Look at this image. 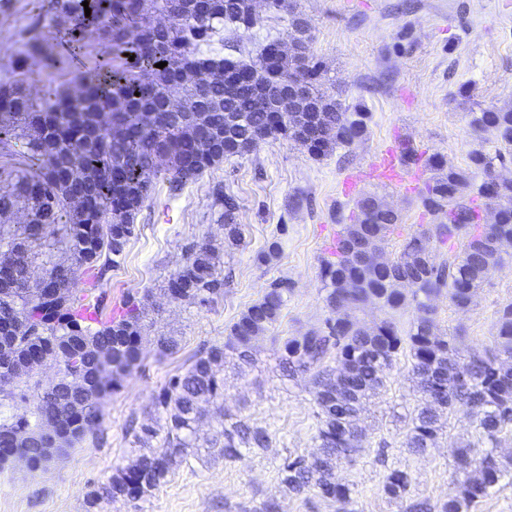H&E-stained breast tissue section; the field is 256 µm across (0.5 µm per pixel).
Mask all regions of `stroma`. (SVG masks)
I'll use <instances>...</instances> for the list:
<instances>
[{"label": "stroma", "instance_id": "35a3bbf8", "mask_svg": "<svg viewBox=\"0 0 512 512\" xmlns=\"http://www.w3.org/2000/svg\"><path fill=\"white\" fill-rule=\"evenodd\" d=\"M291 2L309 23V48L323 65L324 90L347 111L370 113L366 137L320 158L295 142L271 138L253 153L212 168L177 196L157 185L137 217L125 260L103 283V316H119L126 294L148 293L146 336L174 337L179 351L149 355L146 367L127 376L119 393L102 398L103 423L46 469L1 468L0 512H254L269 497L281 500L283 512H334L332 504L290 494L278 482L286 457L315 453L316 419L309 378L281 377L273 343L304 334L328 314L320 267L331 256L340 219L355 205L356 195L343 191L346 178L360 176L356 194L376 195L400 213L386 258L394 257L401 236L430 223L418 198L425 173L397 185L367 171L387 146L402 140L450 165L466 164L476 145L471 111L512 104V0ZM287 35V13L266 10L259 25L240 31L238 41L251 57L267 41ZM218 183L239 203L235 221L243 229L242 242L224 237L221 208L212 196ZM296 196L303 198L302 207H291ZM193 242L213 248L222 271L232 274L223 297L206 306L174 300L166 291ZM273 246L277 257L262 262ZM507 252V263L483 284L469 310H456L444 296L434 299L442 333L463 331L476 348L493 341L496 311L512 300V246ZM277 279L287 280L291 290L279 321L255 342L257 363L242 366L229 358L218 369L225 411L267 428L269 446L225 460L214 444L221 419L209 414L196 425L193 448L154 498L136 509L107 499L90 505L94 486L132 456L126 420L134 416L162 427L154 405L160 389L183 373L204 345L223 342ZM417 400L410 364L400 360L365 415V451L339 472L354 490L356 512H402L382 491L386 471L395 466L412 474L413 495L436 503L454 492L450 450L474 439V420L459 409L435 448L412 453L404 438Z\"/></svg>", "mask_w": 512, "mask_h": 512}]
</instances>
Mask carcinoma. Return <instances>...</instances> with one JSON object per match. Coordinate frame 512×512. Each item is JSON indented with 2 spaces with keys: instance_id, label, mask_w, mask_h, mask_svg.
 I'll return each mask as SVG.
<instances>
[{
  "instance_id": "obj_1",
  "label": "carcinoma",
  "mask_w": 512,
  "mask_h": 512,
  "mask_svg": "<svg viewBox=\"0 0 512 512\" xmlns=\"http://www.w3.org/2000/svg\"><path fill=\"white\" fill-rule=\"evenodd\" d=\"M88 2L85 16L82 2ZM172 21L156 31L141 0H30L32 21L17 34L9 49L10 71L0 79V150L24 159L28 170L0 167V219L16 207L26 211L22 231L0 227V264L10 282L0 286V325L8 327L0 349L13 356L15 385L0 397L32 401L24 418L0 417V453L23 448L32 464L45 467L82 441L99 421L98 400L116 392L141 361L148 337L143 335V303L127 296L118 320L92 322L86 311L102 313L105 291L101 281L120 266L134 235L135 221L156 184L168 183L171 195L225 160L250 153L245 134L261 139L280 136L315 156L349 147L367 133V113L347 112L316 83L319 63L306 55L274 60L261 48L248 61L210 56L201 47L224 41V29L253 28L252 0H234L224 13V0L187 17L191 0H155ZM270 8L288 11V38L304 24L286 0H271ZM64 32L68 54L75 58L88 46L99 47L100 58L72 85H45L41 94L28 92L31 65L51 71L61 63L49 44L42 23ZM159 62L167 63L160 69ZM213 70L211 108L207 112H168L165 93L176 73L201 67ZM307 82L309 106L278 120L264 107L254 86L278 78ZM470 126L482 145L468 152L466 165L447 164L437 155L415 158L431 172L420 202L435 223L408 234L394 258L381 265L389 235L400 221L397 210L375 195L359 196L349 223L341 225L333 258L321 265L328 316L317 327L284 342L278 356L282 374L312 377V401L317 418V452L288 457L277 477L294 495L311 493L355 512L353 490L339 477L365 449L361 417L370 398L386 387L385 372L400 357L410 362L419 404L410 416L406 448L424 453L436 447L446 415L466 407L478 430L474 442L451 449L455 493L441 503L410 498L413 478L401 468L390 470L382 491L394 502L409 500L405 512H473L490 490L507 476L512 460L498 452L512 435V301L497 311L496 338L491 346L463 350L457 338L440 334L432 297L448 291L457 310H467L491 275L504 267L502 247L512 244V177L501 169L512 163V105L471 112ZM80 177L73 178L74 173ZM213 195L224 208L225 235L241 240L234 223L238 203L217 184ZM61 224L72 253L69 265L54 263L35 279L33 246L48 227ZM368 238L373 250H355ZM464 239L463 249L436 263L420 243L445 244ZM92 276L89 287L76 291L81 276ZM289 284L278 280L249 306L222 344L201 350L189 368L171 377L159 391L155 406L164 415L163 435L135 418L126 423L133 442L160 438L159 450L139 453L117 466L95 495L138 507L169 481L174 468L192 447L196 423L224 399V381L217 367L228 357L242 365L256 360L253 341L280 318ZM173 299L205 305L224 294V277L216 255L207 246L186 248L184 265L167 282ZM415 303L408 328L398 327L394 313ZM373 305L383 318L367 328L354 313ZM157 354L173 355L178 342L159 336ZM58 360V377L44 385L27 373L28 362ZM57 428V440L45 436L44 425ZM268 429L247 418H224L216 443L224 460L241 449L269 447Z\"/></svg>"
}]
</instances>
